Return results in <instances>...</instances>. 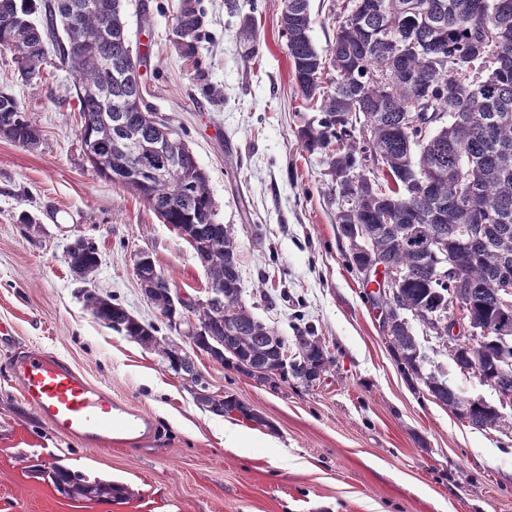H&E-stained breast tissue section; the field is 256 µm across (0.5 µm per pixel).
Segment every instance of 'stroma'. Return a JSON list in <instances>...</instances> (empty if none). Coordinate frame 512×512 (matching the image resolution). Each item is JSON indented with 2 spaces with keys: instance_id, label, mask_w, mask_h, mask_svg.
I'll use <instances>...</instances> for the list:
<instances>
[{
  "instance_id": "obj_1",
  "label": "stroma",
  "mask_w": 512,
  "mask_h": 512,
  "mask_svg": "<svg viewBox=\"0 0 512 512\" xmlns=\"http://www.w3.org/2000/svg\"><path fill=\"white\" fill-rule=\"evenodd\" d=\"M178 4L126 0L132 49L147 56L146 101L186 140L218 221L234 230L243 303L289 339L313 325L336 364L310 387L271 385L195 354L211 395L233 392L265 419L237 422L238 440L226 446L223 416L197 402L186 377L100 321L82 295L91 287L154 323L135 254L149 252L193 301L206 295L205 268L171 225L87 160L60 60L49 57L27 84L2 53L0 89L22 102L41 141L27 148L0 135V512H512V433L473 428L409 386L341 256L327 166L297 135L313 114L293 80L282 0H239L236 14L224 0H202L206 27L192 58L170 42ZM249 16L258 53L248 61ZM205 83L223 100L208 98ZM80 237L100 255L88 284L65 262ZM414 330L426 370L463 397L495 401L426 327ZM34 349L149 415L155 436L125 446L57 432L13 373ZM44 461L122 485L129 497L68 498L33 475Z\"/></svg>"
}]
</instances>
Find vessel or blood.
I'll return each instance as SVG.
<instances>
[{
  "instance_id": "1",
  "label": "vessel or blood",
  "mask_w": 512,
  "mask_h": 512,
  "mask_svg": "<svg viewBox=\"0 0 512 512\" xmlns=\"http://www.w3.org/2000/svg\"><path fill=\"white\" fill-rule=\"evenodd\" d=\"M28 401L60 432L90 442L115 439L134 445L147 435L145 414L115 402L111 394L59 358L32 353L15 366Z\"/></svg>"
}]
</instances>
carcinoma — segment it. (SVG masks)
<instances>
[{
	"label": "carcinoma",
	"instance_id": "obj_1",
	"mask_svg": "<svg viewBox=\"0 0 512 512\" xmlns=\"http://www.w3.org/2000/svg\"><path fill=\"white\" fill-rule=\"evenodd\" d=\"M346 19L336 37L320 51L311 38L309 0H283L281 27L298 91L320 116L299 130L302 146L324 156L336 194L353 198L338 208L340 236L358 230L369 250L343 252L346 265L358 271L375 262L385 270L407 273L397 300L381 290L365 292L367 301L388 312L382 324L389 348L413 387L448 407L478 429L512 430V419L492 406L470 401L441 375L422 370L423 357L409 317L431 332L448 335V300L465 304L472 327L489 337L463 350L483 369L487 384L512 393V338L495 335L512 313V298L502 291L512 275V65L493 61L497 39L512 41V0H485L486 12H473L477 0H346ZM125 0H0V45L20 78L40 77L35 67L42 41L53 38L58 58L71 78L81 115L82 143L96 146L88 157L101 176L130 190L146 193L145 203L189 243L215 239L208 257V287L227 290L224 312L196 304L191 313L201 329L198 350L217 363L248 376L271 373L270 382L307 384L309 375L325 372L334 359L309 325L293 346L235 299L242 292L233 229L216 222V205L208 178L184 140L181 161L165 176L124 168L123 141L151 145L170 133L163 120L148 121L150 111L142 82L127 76L131 58ZM82 12L79 28L68 23L71 10ZM39 14V19L32 18ZM201 0H180L174 17L173 45L193 56L204 32ZM86 45L78 57L70 45ZM368 140H363V135ZM0 135L23 147H35L40 130L11 93L0 91ZM477 211L457 207L465 189ZM439 246L437 251L427 245ZM454 263L442 270L441 257ZM65 262L75 276L92 280L100 265L98 249L85 238L68 247ZM173 279L161 273L150 300L158 311L171 302ZM94 315L108 327L157 352L177 374L188 376L196 398L218 415L238 413L260 424L262 417L234 395L207 393L190 350L157 336L120 303L95 291L85 293ZM37 473L70 498H123L127 489L101 479L90 480L58 462L39 465Z\"/></svg>",
	"mask_w": 512,
	"mask_h": 512
}]
</instances>
